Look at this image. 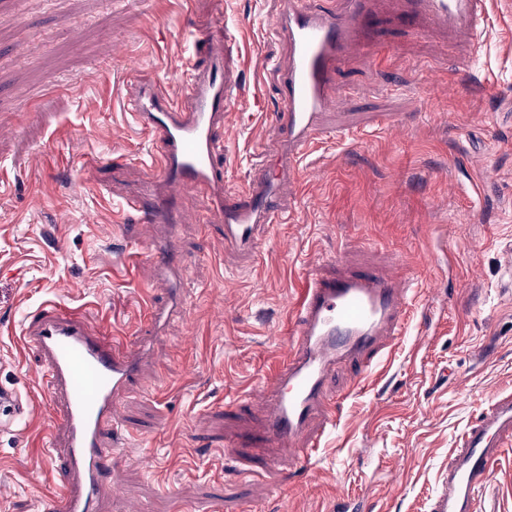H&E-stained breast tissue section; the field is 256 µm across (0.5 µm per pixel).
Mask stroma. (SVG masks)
Segmentation results:
<instances>
[{"mask_svg":"<svg viewBox=\"0 0 512 512\" xmlns=\"http://www.w3.org/2000/svg\"><path fill=\"white\" fill-rule=\"evenodd\" d=\"M493 3L475 42L455 45L432 20L427 36L412 35L401 0H381L370 43L336 72L325 117L358 138L319 145L282 185L294 214L256 255L203 223L205 196L183 194L174 247L189 317L157 334L147 306L167 291L143 255L150 231L121 222L112 199L144 188L153 149L124 112L136 75L123 62L179 97L181 0H0V390L28 405L0 428V512H43L60 489L44 446L58 423L43 362L21 343L22 317L48 298L152 355L120 408L101 512H337L342 497L368 512H429L480 403L512 391V0ZM278 7L194 0L199 32L231 26L233 74L253 100L224 129L233 188L254 150L279 139L277 76L257 68L286 56L266 28ZM90 210L96 223L82 220ZM317 269L411 288L409 329L360 388L356 367L337 372L338 425L307 470L285 478L259 453V384ZM479 504L512 512V447Z\"/></svg>","mask_w":512,"mask_h":512,"instance_id":"obj_1","label":"stroma"}]
</instances>
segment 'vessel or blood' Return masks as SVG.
Segmentation results:
<instances>
[{
	"mask_svg": "<svg viewBox=\"0 0 512 512\" xmlns=\"http://www.w3.org/2000/svg\"><path fill=\"white\" fill-rule=\"evenodd\" d=\"M271 26L288 47V64L262 60L278 74L279 92L272 120L281 132L275 150L259 148L252 174L239 189L228 188L219 163L224 142L217 132L230 112L245 105L241 86L228 73L238 58L236 37L216 23L204 36L193 35L190 77L178 99L141 78L124 109L158 144L144 166L162 188L154 198L127 196L120 213L143 224L174 229L182 193L207 196L206 223L224 227V240L252 250L261 232L285 223L292 213L280 191L320 142H347L354 134L328 126L329 86L350 49L372 30L374 0H279ZM488 0H407L410 16L428 15L449 33L475 38L488 18ZM169 294L150 302L148 320L157 329L182 315L184 269L168 245L153 249ZM409 321L407 291L377 274L311 273L296 302V318L282 363L261 384L268 398L263 433L270 452L266 466L282 474L309 465L326 429L338 413L328 405L336 364L370 368L400 336ZM22 339L45 365L54 411L62 424L49 444L64 492L56 512H99L100 491L116 454L104 442L119 427L120 404L138 380L147 349L117 348L96 335L85 319L48 299L27 315ZM512 446V393L499 392L477 411L448 462L447 476L430 512H477L478 496L489 483L500 449Z\"/></svg>",
	"mask_w": 512,
	"mask_h": 512,
	"instance_id": "obj_1",
	"label": "vessel or blood"
}]
</instances>
